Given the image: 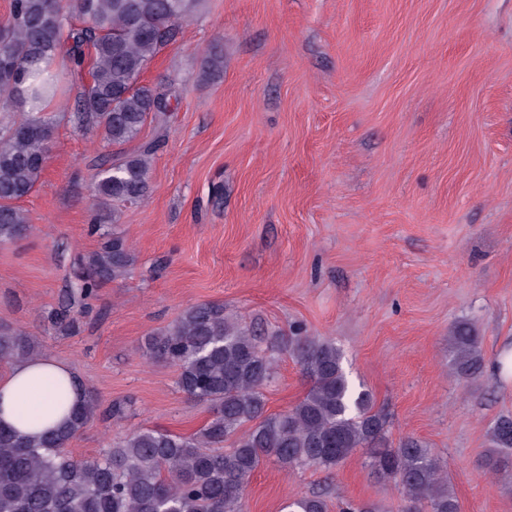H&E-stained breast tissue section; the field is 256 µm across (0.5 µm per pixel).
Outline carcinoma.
<instances>
[{"mask_svg":"<svg viewBox=\"0 0 512 512\" xmlns=\"http://www.w3.org/2000/svg\"><path fill=\"white\" fill-rule=\"evenodd\" d=\"M200 0H12L0 21V242L31 230L16 205L39 184L55 121L39 103L62 91L51 62L65 57L75 72L89 68L90 81L64 104L76 127L95 130L108 145L138 137L149 116L163 121L167 94L140 83L160 49L176 41L182 22ZM154 146L145 144L120 162L96 163V213L89 232L120 220V207L145 200ZM134 261L126 241L112 235L84 263L76 294L88 298L104 282L126 273ZM455 365L466 376L480 369V337L468 325L452 337ZM261 339L224 312L199 303L156 334L150 350L177 368L178 388L210 403L212 417L184 436L155 429L132 432L101 458L73 460L67 447L97 408L86 392L69 420L39 438L0 428V512H242L250 478L273 459L286 469L316 466L331 471L357 449L370 466L399 486L405 512H460L437 457L416 440L397 448L386 441V418L372 394L355 391L340 351L327 340L292 336L288 346L309 379L302 399L266 414L264 387L275 359ZM38 356L35 340L0 327V364ZM227 448H222L224 443ZM485 466L502 470L512 459V418L494 425ZM288 512H328L320 496L288 504Z\"/></svg>","mask_w":512,"mask_h":512,"instance_id":"cac0c4a2","label":"carcinoma"}]
</instances>
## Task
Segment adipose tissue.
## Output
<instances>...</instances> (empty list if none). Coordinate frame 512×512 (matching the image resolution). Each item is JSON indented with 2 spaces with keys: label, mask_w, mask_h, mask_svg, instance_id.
Returning <instances> with one entry per match:
<instances>
[{
  "label": "adipose tissue",
  "mask_w": 512,
  "mask_h": 512,
  "mask_svg": "<svg viewBox=\"0 0 512 512\" xmlns=\"http://www.w3.org/2000/svg\"><path fill=\"white\" fill-rule=\"evenodd\" d=\"M83 394L78 375L53 356L16 362L0 375V425L41 436L66 421Z\"/></svg>",
  "instance_id": "adipose-tissue-1"
}]
</instances>
